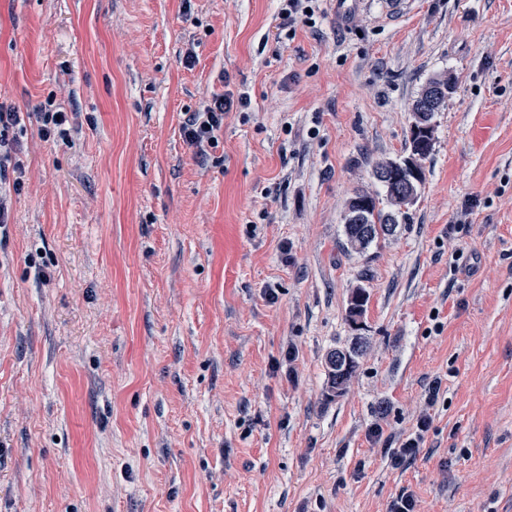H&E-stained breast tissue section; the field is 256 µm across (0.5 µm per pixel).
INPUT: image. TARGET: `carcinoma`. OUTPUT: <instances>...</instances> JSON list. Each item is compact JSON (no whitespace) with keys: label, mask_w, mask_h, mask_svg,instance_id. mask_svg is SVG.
Instances as JSON below:
<instances>
[{"label":"carcinoma","mask_w":512,"mask_h":512,"mask_svg":"<svg viewBox=\"0 0 512 512\" xmlns=\"http://www.w3.org/2000/svg\"><path fill=\"white\" fill-rule=\"evenodd\" d=\"M434 140V135H427L415 129H410V135L406 142V155L403 156L401 163L393 166L398 181L386 186L385 197L388 208L380 207L378 198L366 194L357 193L355 198L362 202V206L357 209L358 223H351V218H346L345 234L347 245L352 249L363 252L376 239L380 238L378 231L367 238H359L358 233L365 225L373 227L379 225L381 227L387 224H396L399 218H407V213L402 211L401 197L397 190L398 183L404 181L411 175L410 166L416 164L423 167V161L432 153L433 146L429 142ZM361 344L353 343L349 348L345 349L343 359V369L339 372L327 370V385L325 398L332 401L343 396L349 384L350 379L357 367V358L360 354Z\"/></svg>","instance_id":"cac0c4a2"}]
</instances>
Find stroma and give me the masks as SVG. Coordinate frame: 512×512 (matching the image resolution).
Listing matches in <instances>:
<instances>
[{
    "mask_svg": "<svg viewBox=\"0 0 512 512\" xmlns=\"http://www.w3.org/2000/svg\"><path fill=\"white\" fill-rule=\"evenodd\" d=\"M387 2L290 35L280 0H0V512H512V0ZM442 74L408 220L345 248ZM216 93L248 104L199 156ZM232 100L224 94H213L202 111L190 112L182 123L181 132L189 146L200 155L218 142L224 129V112L230 110ZM35 115L39 135L44 140L58 141L61 139L63 142L68 140L66 125L69 123V116L67 112L54 107L53 102H48L47 105L41 106ZM20 112L12 108L0 106V183L6 181L9 171L15 176L13 188L20 191L23 187L24 167L17 156L18 143L15 139L9 138V132L22 121ZM361 344L354 342L349 348H345V354L342 365L344 368L337 371L336 367L339 365L340 358L342 357V350L331 351L326 358L327 365V385L325 391L326 400L332 401L338 397L343 396L349 384L350 379L357 367V358L360 354ZM336 354V367L334 370L328 366L329 358ZM429 424L430 419L428 416L422 417L418 421L416 432L408 436L401 443L400 448L391 454L390 461L393 467H402L416 456L422 442L423 433L428 430Z\"/></svg>",
    "mask_w": 512,
    "mask_h": 512,
    "instance_id": "stroma-1",
    "label": "stroma"
}]
</instances>
